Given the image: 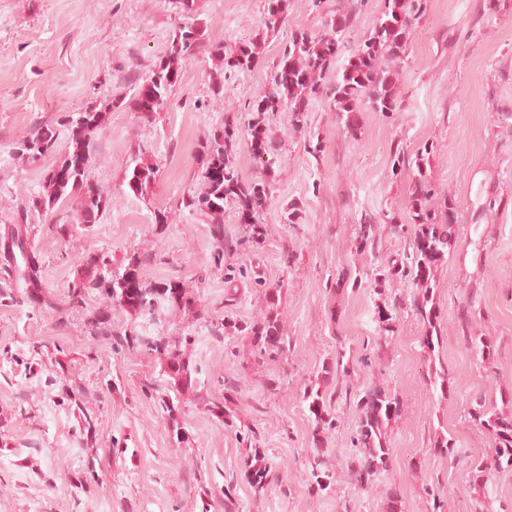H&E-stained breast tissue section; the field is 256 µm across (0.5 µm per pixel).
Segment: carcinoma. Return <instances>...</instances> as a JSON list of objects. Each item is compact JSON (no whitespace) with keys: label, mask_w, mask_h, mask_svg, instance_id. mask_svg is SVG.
I'll use <instances>...</instances> for the list:
<instances>
[{"label":"carcinoma","mask_w":512,"mask_h":512,"mask_svg":"<svg viewBox=\"0 0 512 512\" xmlns=\"http://www.w3.org/2000/svg\"><path fill=\"white\" fill-rule=\"evenodd\" d=\"M427 0H385V10L373 31L358 42L348 56H343L346 35L354 26L365 0H351L349 6L338 9L325 19L321 34L295 33L288 39L281 59L276 65L267 87L257 95L250 109L252 122L251 145L256 158L269 168L276 163L277 155L265 116L270 112L288 110L296 123H301L313 100H327L336 111L346 115L345 126L351 133L356 131L357 113L368 105L376 112L390 113L396 110L394 76L405 62L410 32L426 11ZM285 23L279 0H267L263 25L269 31L282 28ZM199 45L193 29L184 27L174 32L166 58L162 60L145 84L135 93L138 111L146 114L157 112L167 101L182 72ZM210 52L224 60L229 72L249 70L256 65L258 52L252 43H242L226 49L220 44L210 46ZM345 58L341 70L334 69L340 58ZM106 111L90 107L83 112L64 116L60 126L68 132L70 149L63 160L45 177L53 181L52 195H36L24 203L23 213L47 212L60 202L71 204V214L61 231L69 224H97L110 210V199L103 196L88 177L91 164V134L104 121ZM59 132L55 128L34 127L30 138L18 152L23 162H35L54 151ZM235 128L224 124L202 146V167L199 173L203 188L197 194L182 198L185 207L194 211H222L224 205L234 204L240 219L250 225L249 236L260 238V217L266 201V184L244 183L236 169L224 158V148L231 144ZM433 152V145L425 143L416 154L417 174L410 195L412 225L409 252L402 260L400 272L409 276L418 296L412 304L413 314L426 326L420 339L423 351L435 350L434 335L440 333L437 306L434 295L435 273L452 252L457 237V205L448 200L444 219L430 208L435 188L422 161ZM155 177V167L139 159L132 161L128 186L141 191ZM378 243L377 228L371 218H364L358 225L355 249H374ZM88 264L96 270V276L88 284L90 288H108L112 299L139 310L145 316L154 315L157 304L178 299V286L172 283L158 286L142 280L132 267L125 270L112 268V255L107 252L87 257ZM396 307L387 301L377 306V321L381 330L394 332ZM259 355L276 358L285 352L284 340L279 334L277 319H269L252 328ZM465 342L478 349L482 358L494 359L495 344L490 336H466ZM333 367L321 369L316 381L305 387L302 401L307 403L314 417L315 433L332 429L335 417L327 390L332 380ZM357 429L351 437L357 456L352 462L353 480L362 485L378 473L387 470L390 448L387 429L399 412V402L388 390L372 385L357 395ZM471 420L482 428L494 442V453L473 463L472 485L485 488L501 473L512 472V410L504 412L495 401L481 396L475 398V406L469 412ZM310 487L317 492H327L333 484V475L326 469L323 451L314 449L308 458ZM269 468L264 456L254 453L246 475L258 491L264 489Z\"/></svg>","instance_id":"obj_1"}]
</instances>
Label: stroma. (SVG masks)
<instances>
[{"mask_svg":"<svg viewBox=\"0 0 512 512\" xmlns=\"http://www.w3.org/2000/svg\"><path fill=\"white\" fill-rule=\"evenodd\" d=\"M281 3L286 23L269 34L266 0H197L189 14L176 0H0V242L26 238L40 280L29 287L0 265V512H386L392 491L404 512H430L433 486L448 512L512 505V474L478 490L469 472L493 450L470 419L474 395L512 393V0L492 13L484 0H429L396 76L395 112L365 109L353 135L323 100L298 127L288 113L269 114L278 159L268 171L252 154L249 106L291 33L321 32L345 0ZM184 24L198 30L199 52L160 111L143 115L132 98ZM244 42L258 44V64L225 76L209 45ZM103 105L90 176L112 206L63 238L67 204L25 217L20 206L42 193L67 134L34 163L15 149L35 125ZM225 122L237 128L228 155L242 179L269 186L257 241L234 206L214 215L182 203L202 188L201 144ZM426 142V171L459 213L455 248L435 275L441 333L430 355L411 309L416 286L389 289L401 310L388 337L373 282L405 248L393 226L407 221L414 171L393 175L390 153L411 157ZM136 158L156 169L140 193L125 181ZM367 214L379 241L360 254ZM101 251L145 280L178 284V301L151 321L112 306L89 285L86 258ZM78 286L85 304L68 308ZM271 317L290 347L279 360L259 357L240 331ZM466 332L493 337L492 362L467 347ZM138 334L178 344L180 367ZM340 357L349 375L332 404L339 424L318 438L303 390ZM438 369L448 373L445 397ZM372 383L402 411L388 428V470L360 487L348 470L353 394ZM443 436L455 440L456 460L435 453ZM317 445L334 476L321 495L306 468ZM256 450L270 467L260 492L245 476Z\"/></svg>","mask_w":512,"mask_h":512,"instance_id":"stroma-1","label":"stroma"}]
</instances>
